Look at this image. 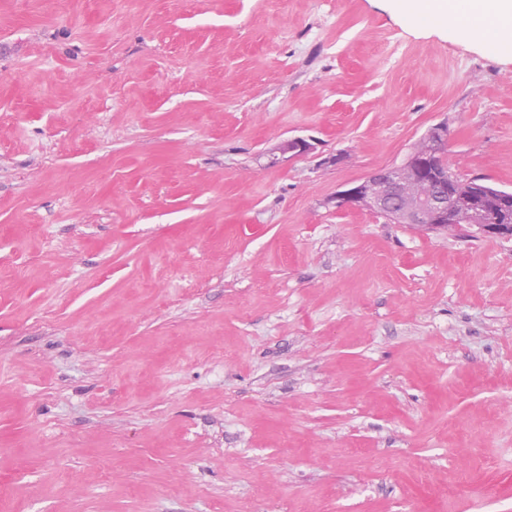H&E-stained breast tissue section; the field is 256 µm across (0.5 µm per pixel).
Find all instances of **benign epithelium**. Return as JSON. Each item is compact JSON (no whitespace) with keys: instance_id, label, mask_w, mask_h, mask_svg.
I'll return each instance as SVG.
<instances>
[{"instance_id":"7a95c632","label":"benign epithelium","mask_w":512,"mask_h":512,"mask_svg":"<svg viewBox=\"0 0 512 512\" xmlns=\"http://www.w3.org/2000/svg\"><path fill=\"white\" fill-rule=\"evenodd\" d=\"M444 125L431 128L425 136L428 147L412 150L406 161L394 167L372 171L361 182L336 194V208L365 209L395 224H407L426 230L446 231L458 223L459 211L468 210L472 223L483 236L499 234L504 228L486 223L483 200L473 196H451L448 186L459 181L454 174H443L434 159L447 150ZM313 149L304 138H291L279 147L281 155H301Z\"/></svg>"}]
</instances>
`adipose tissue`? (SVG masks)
<instances>
[{
  "label": "adipose tissue",
  "mask_w": 512,
  "mask_h": 512,
  "mask_svg": "<svg viewBox=\"0 0 512 512\" xmlns=\"http://www.w3.org/2000/svg\"><path fill=\"white\" fill-rule=\"evenodd\" d=\"M417 20L453 25L463 41H480L512 53V0H399Z\"/></svg>",
  "instance_id": "ef3b65f1"
}]
</instances>
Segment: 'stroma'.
I'll return each instance as SVG.
<instances>
[{
  "mask_svg": "<svg viewBox=\"0 0 512 512\" xmlns=\"http://www.w3.org/2000/svg\"><path fill=\"white\" fill-rule=\"evenodd\" d=\"M438 124L512 191L397 0H0V512H512V238L335 204Z\"/></svg>",
  "mask_w": 512,
  "mask_h": 512,
  "instance_id": "obj_1",
  "label": "stroma"
}]
</instances>
